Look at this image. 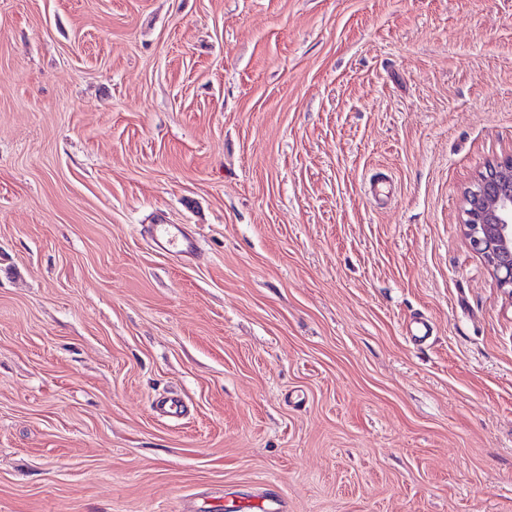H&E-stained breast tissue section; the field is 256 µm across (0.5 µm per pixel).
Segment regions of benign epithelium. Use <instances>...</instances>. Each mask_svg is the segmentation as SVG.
<instances>
[{"instance_id":"benign-epithelium-1","label":"benign epithelium","mask_w":512,"mask_h":512,"mask_svg":"<svg viewBox=\"0 0 512 512\" xmlns=\"http://www.w3.org/2000/svg\"><path fill=\"white\" fill-rule=\"evenodd\" d=\"M464 236L512 294V156L490 163L464 192Z\"/></svg>"}]
</instances>
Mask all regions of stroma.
<instances>
[{
    "instance_id": "1",
    "label": "stroma",
    "mask_w": 512,
    "mask_h": 512,
    "mask_svg": "<svg viewBox=\"0 0 512 512\" xmlns=\"http://www.w3.org/2000/svg\"><path fill=\"white\" fill-rule=\"evenodd\" d=\"M509 156L512 0H0V512H512ZM464 236L512 294V156L490 163L464 192ZM152 241L160 252L181 254L195 249V241L171 224H157Z\"/></svg>"
}]
</instances>
